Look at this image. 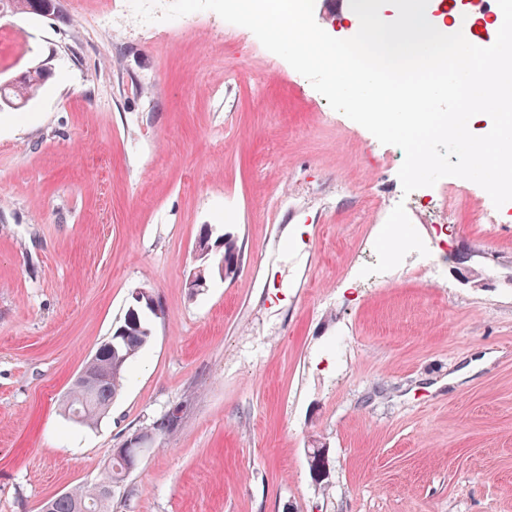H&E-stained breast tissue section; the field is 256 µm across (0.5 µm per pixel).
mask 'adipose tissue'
Segmentation results:
<instances>
[{"instance_id": "obj_1", "label": "adipose tissue", "mask_w": 512, "mask_h": 512, "mask_svg": "<svg viewBox=\"0 0 512 512\" xmlns=\"http://www.w3.org/2000/svg\"><path fill=\"white\" fill-rule=\"evenodd\" d=\"M236 16L243 27L262 29L272 43L327 74L337 96L350 101L385 135L402 142L413 176H423L433 163L421 146L426 136L447 134L478 152L512 136L511 36L481 42L456 15L430 23L421 19L412 2L399 22L390 25L372 14L369 0H347L338 14L340 21L355 28L346 46L321 40L308 13L293 0L266 16L256 13L250 0H237ZM480 55L497 84L491 98L495 113L488 117L468 109L471 97L483 93L482 81H448L458 63ZM453 94L460 100L454 110L431 112L433 99Z\"/></svg>"}]
</instances>
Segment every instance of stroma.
Returning <instances> with one entry per match:
<instances>
[{"mask_svg": "<svg viewBox=\"0 0 512 512\" xmlns=\"http://www.w3.org/2000/svg\"><path fill=\"white\" fill-rule=\"evenodd\" d=\"M338 2L306 0L344 44ZM57 3L0 18V81L52 67L0 110V512L96 485L134 436L110 512H512V187L477 175L512 145L432 137L414 179L225 0ZM206 224L241 261L194 295ZM139 288L151 339L75 424L62 402ZM45 83H38L30 81L20 82L11 88L3 90L0 86V100L6 106H13L12 103L17 104L18 109L29 104L39 93L40 89ZM6 95L8 99L1 98Z\"/></svg>", "mask_w": 512, "mask_h": 512, "instance_id": "stroma-1", "label": "stroma"}]
</instances>
